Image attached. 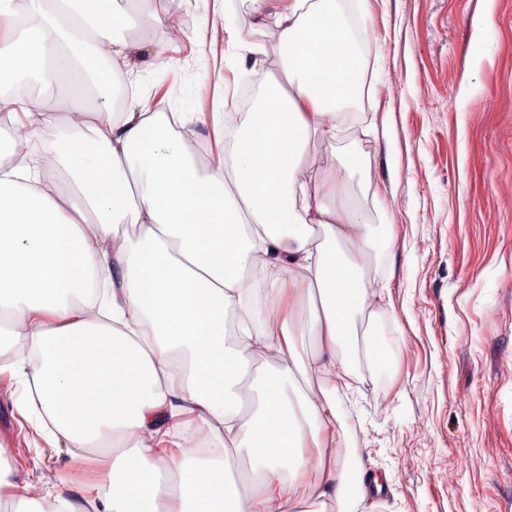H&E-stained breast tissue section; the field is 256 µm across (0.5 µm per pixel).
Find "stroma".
<instances>
[{
	"mask_svg": "<svg viewBox=\"0 0 512 512\" xmlns=\"http://www.w3.org/2000/svg\"><path fill=\"white\" fill-rule=\"evenodd\" d=\"M119 3L124 89L145 109L195 113L189 142L207 147L224 132L218 112L256 79L224 31L225 9L245 13L247 0H154L164 38L134 0ZM363 18L364 93L336 150L356 154L371 182L351 190L382 239L373 275L393 306L354 317L340 446L360 448L384 482L366 512H512V0H365ZM371 122L387 137L363 135ZM373 330L381 367L363 356ZM26 391L15 354L0 351V512L44 498L59 471L87 485L97 472L44 437Z\"/></svg>",
	"mask_w": 512,
	"mask_h": 512,
	"instance_id": "1",
	"label": "stroma"
}]
</instances>
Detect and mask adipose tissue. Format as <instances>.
<instances>
[{"instance_id":"1","label":"adipose tissue","mask_w":512,"mask_h":512,"mask_svg":"<svg viewBox=\"0 0 512 512\" xmlns=\"http://www.w3.org/2000/svg\"><path fill=\"white\" fill-rule=\"evenodd\" d=\"M23 12L37 25L19 26L0 0V83L102 86L127 67L119 0H25ZM267 22L284 81L259 74L260 99L237 113L219 165L190 153L187 117L114 112L106 99L65 118L54 149L0 163V344L23 352L40 423L74 464L113 446L95 499L65 470L53 512H360L361 458L339 448L336 391L350 384L354 315L390 298L370 287V215L324 202L356 160L330 150L317 164L306 145L334 144L361 97L366 26L348 23L345 0H250L231 43L262 55L252 37ZM19 111L22 130L1 128V141L50 120L0 94V112ZM57 167L80 197L68 208L41 175ZM127 222L136 239L118 236ZM304 298L319 346L306 360L291 309ZM268 353L278 370L251 374ZM320 376L335 385L302 388ZM186 412L210 432L204 452L178 441Z\"/></svg>"}]
</instances>
